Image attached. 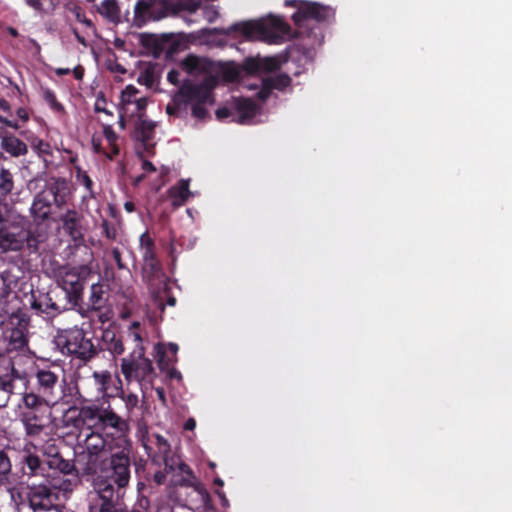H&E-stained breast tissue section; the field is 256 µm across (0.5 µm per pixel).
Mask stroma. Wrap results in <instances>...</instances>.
Listing matches in <instances>:
<instances>
[{"mask_svg": "<svg viewBox=\"0 0 512 512\" xmlns=\"http://www.w3.org/2000/svg\"><path fill=\"white\" fill-rule=\"evenodd\" d=\"M132 49L86 0H0V102L53 147L102 244L119 331L142 346L122 362L135 393L140 512H161L170 490L193 491L207 512H240L235 482L221 477L211 439L198 435L203 391L180 368L176 330L188 265L211 227L208 191L165 100L144 112L129 103ZM161 448L173 456H158Z\"/></svg>", "mask_w": 512, "mask_h": 512, "instance_id": "35a3bbf8", "label": "stroma"}]
</instances>
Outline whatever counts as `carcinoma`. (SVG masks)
Masks as SVG:
<instances>
[{"label": "carcinoma", "instance_id": "cac0c4a2", "mask_svg": "<svg viewBox=\"0 0 512 512\" xmlns=\"http://www.w3.org/2000/svg\"><path fill=\"white\" fill-rule=\"evenodd\" d=\"M113 35L134 39L137 107L179 96L195 131L232 124L225 111L286 72L295 96L316 49L288 54L271 31L288 21L328 19L307 44L326 41L335 16L325 0H277L251 13L224 0H89ZM194 58L197 66L186 65ZM253 102L250 124L277 111ZM48 142L0 105V512H137L130 385L112 315V289L97 263L100 243L72 202ZM165 512H204L186 491Z\"/></svg>", "mask_w": 512, "mask_h": 512}]
</instances>
